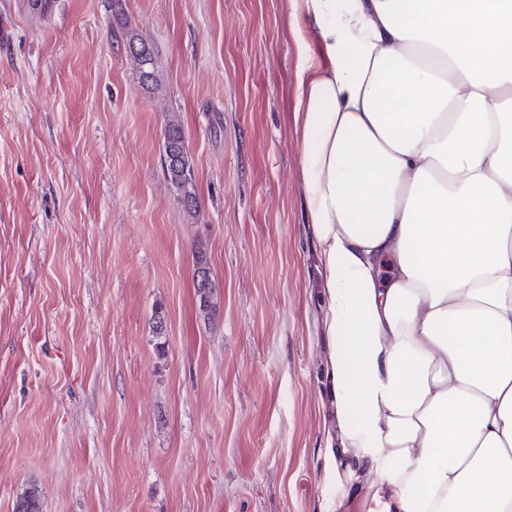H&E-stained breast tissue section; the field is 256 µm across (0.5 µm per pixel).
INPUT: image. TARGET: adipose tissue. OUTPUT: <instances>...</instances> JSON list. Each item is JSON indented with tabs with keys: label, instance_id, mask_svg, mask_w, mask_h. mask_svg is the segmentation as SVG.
<instances>
[{
	"label": "adipose tissue",
	"instance_id": "adipose-tissue-1",
	"mask_svg": "<svg viewBox=\"0 0 512 512\" xmlns=\"http://www.w3.org/2000/svg\"><path fill=\"white\" fill-rule=\"evenodd\" d=\"M331 476L512 512V0H291Z\"/></svg>",
	"mask_w": 512,
	"mask_h": 512
}]
</instances>
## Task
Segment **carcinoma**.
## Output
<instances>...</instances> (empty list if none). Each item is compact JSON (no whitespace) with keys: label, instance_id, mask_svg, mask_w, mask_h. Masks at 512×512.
I'll return each mask as SVG.
<instances>
[{"label":"carcinoma","instance_id":"carcinoma-1","mask_svg":"<svg viewBox=\"0 0 512 512\" xmlns=\"http://www.w3.org/2000/svg\"><path fill=\"white\" fill-rule=\"evenodd\" d=\"M127 45L137 63L140 83L147 86L157 84V64L153 48L136 34L129 36ZM163 146V169L167 179L180 193L187 214L193 217L198 208L195 169L186 146L181 121L176 116L165 121ZM195 292L200 313L205 316L213 315L218 307L215 281H210L207 288H195ZM15 512H43L41 497L36 488H29L19 496Z\"/></svg>","mask_w":512,"mask_h":512}]
</instances>
